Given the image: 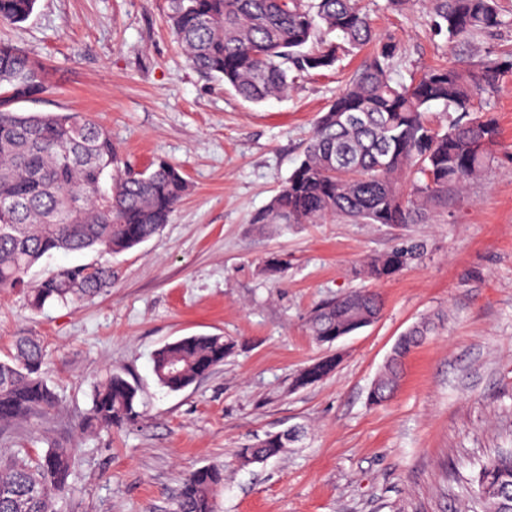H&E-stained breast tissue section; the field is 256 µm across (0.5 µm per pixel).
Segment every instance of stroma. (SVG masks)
Instances as JSON below:
<instances>
[{"label":"stroma","instance_id":"35a3bbf8","mask_svg":"<svg viewBox=\"0 0 512 512\" xmlns=\"http://www.w3.org/2000/svg\"><path fill=\"white\" fill-rule=\"evenodd\" d=\"M364 4L377 33L401 42L394 81L512 56V25L450 44L431 32V0ZM167 11L168 0H38L20 26L0 24V38L39 61L54 88L33 110L88 113L132 165L163 158L192 184L148 241L113 255L58 252L25 277L34 285L64 266L106 264L107 292L34 310L23 289H0V357L16 337L37 338L61 400L0 430V451L74 450L58 512H176L184 477L212 466L227 474L217 512H475L472 477L512 448V74L475 100L474 116L499 128L491 160L463 193L431 204L424 223L256 224L366 55L254 105L188 66ZM415 241L424 249L405 269L365 274L370 259ZM277 255L288 265L274 273L267 262ZM359 289L381 294L380 318L316 342L312 309ZM428 317L438 328L406 358L399 391L371 405L393 347ZM194 334L223 335L234 349L188 388L167 391L151 357ZM330 355L332 375L293 387ZM111 370L138 383L141 416L83 431L92 388ZM287 430L296 438L279 457L241 464L240 448Z\"/></svg>","mask_w":512,"mask_h":512}]
</instances>
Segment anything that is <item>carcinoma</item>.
I'll return each mask as SVG.
<instances>
[{"mask_svg":"<svg viewBox=\"0 0 512 512\" xmlns=\"http://www.w3.org/2000/svg\"><path fill=\"white\" fill-rule=\"evenodd\" d=\"M38 0H0V23L27 21ZM433 30L450 40L466 38L505 21L497 0H433ZM170 30L188 64L230 85L245 101L260 104L284 94L289 72L330 70L349 49L370 48L364 66L315 124L299 165L255 224H318L340 217L364 224H415L427 203L461 191L490 161L498 130L490 119L470 118L477 92L494 89L509 63L491 61L470 80L455 66L424 70L410 83L390 78L400 54L396 37L377 35L361 0H170ZM342 42L304 50L320 30ZM50 92L43 66L7 39H0V288L23 285L28 269L57 251H126L153 237L189 191L182 172L166 160L141 175L120 157L112 136L80 112H21L11 105ZM442 103L459 117L444 130L429 119ZM417 244L396 246L373 259L367 273L380 280L403 269ZM112 286V268H60L29 292L30 305L92 299ZM379 295L355 290L317 306L309 331L332 343L378 318ZM423 322L400 338L370 389L373 405L394 394L403 361L430 333ZM233 343L219 334L191 335L158 349L152 358L158 383L171 392L193 384L224 363ZM319 372L303 370L295 385L322 381L337 366L317 360ZM39 342L21 336L15 352L0 359V425L36 411L49 413L59 399L45 377ZM137 386L119 373L97 384L82 426L123 428L139 416ZM285 447L268 435L239 452L264 462ZM74 466L69 448L30 456L0 452V512H56ZM482 512H512V452L485 459L476 478ZM224 470L210 467L183 482L179 512H215L214 491Z\"/></svg>","mask_w":512,"mask_h":512,"instance_id":"cac0c4a2","label":"carcinoma"}]
</instances>
